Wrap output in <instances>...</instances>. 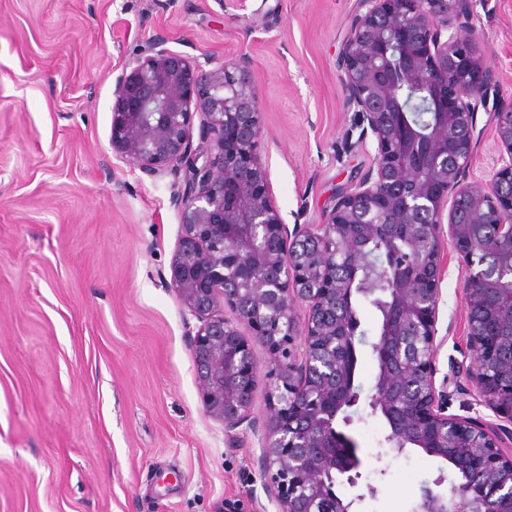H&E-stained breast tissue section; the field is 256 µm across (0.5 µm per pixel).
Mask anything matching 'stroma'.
<instances>
[{
	"label": "stroma",
	"mask_w": 512,
	"mask_h": 512,
	"mask_svg": "<svg viewBox=\"0 0 512 512\" xmlns=\"http://www.w3.org/2000/svg\"><path fill=\"white\" fill-rule=\"evenodd\" d=\"M357 0H0V512H276L261 438L271 355L251 425L227 435L201 400L186 315L169 288L181 234L172 178L110 144L113 80L147 42L222 63L248 55L268 166L286 224H319L373 164L346 106L338 57ZM470 35L512 104V0H474ZM491 113L477 115L469 178L490 179ZM436 377L448 412L507 422L466 379L465 264L443 244ZM363 396L344 432L361 460L338 480L355 512H413L451 464L397 453L372 413L378 372L357 345Z\"/></svg>",
	"instance_id": "stroma-1"
}]
</instances>
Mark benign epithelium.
Returning <instances> with one entry per match:
<instances>
[{"mask_svg":"<svg viewBox=\"0 0 512 512\" xmlns=\"http://www.w3.org/2000/svg\"><path fill=\"white\" fill-rule=\"evenodd\" d=\"M350 35L339 57L347 104L360 139L371 141L374 163L364 178L343 191L321 224L288 226L277 209L266 164L258 152L264 136L262 100L251 59L241 55L219 66L154 40L126 60L115 78L111 144L117 157L154 177L174 178L173 205L181 235L171 264L170 287L200 326L190 336L201 398L206 412L231 432L250 422L256 365L251 348L272 355L267 370L269 416L262 437L265 488L276 512H352L328 489L336 475L351 486L360 478L354 452L344 462L326 451L322 433L344 415L336 390V345L346 335L336 322V299L345 292L328 269L355 257L350 228L363 204L372 223L398 225L411 232L415 268L429 287L411 288L390 265L382 275L397 284L395 326L379 336L377 355L387 359L392 337L412 329L424 338L414 372L421 391L401 405L385 400L389 380L381 375L368 403L385 409L392 429L410 424L430 456L471 473L497 468L512 475V453L499 437L472 419L447 414L446 394L436 386L437 320L441 302V249L449 237L466 267L467 309L476 288L512 289L507 280L486 277L477 265V224H493L512 244V105H490L495 83L486 54L464 35L472 0H358ZM424 87L438 120L422 131L411 124L399 94ZM493 110L495 132L506 157L485 182H469L476 116ZM200 118L199 141L192 121ZM456 169L448 172V155ZM307 241L320 258L324 278L304 286L306 273L289 260V248ZM306 308L304 321L296 309ZM235 315L229 321L218 310ZM245 324V338L235 322ZM300 349L294 350L295 341ZM472 386L483 401L512 423V400L495 395L481 362L491 354L483 341L470 340ZM310 394V406L299 394ZM481 435L484 446L462 461L448 456V435ZM424 487L414 512H485L484 489L463 479L440 490Z\"/></svg>","mask_w":512,"mask_h":512,"instance_id":"benign-epithelium-1","label":"benign epithelium"}]
</instances>
